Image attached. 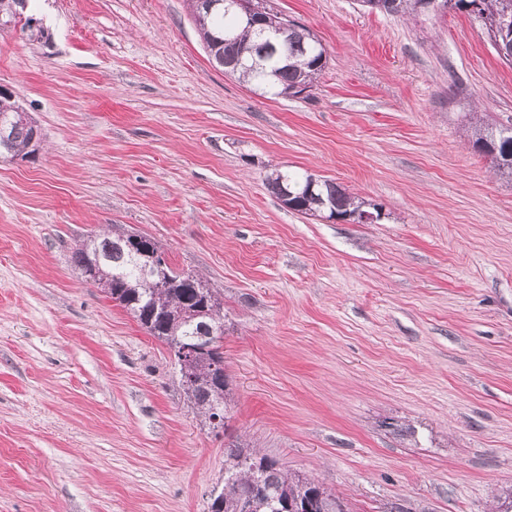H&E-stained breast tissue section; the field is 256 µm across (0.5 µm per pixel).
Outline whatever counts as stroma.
I'll use <instances>...</instances> for the list:
<instances>
[{
    "label": "stroma",
    "instance_id": "1",
    "mask_svg": "<svg viewBox=\"0 0 512 512\" xmlns=\"http://www.w3.org/2000/svg\"><path fill=\"white\" fill-rule=\"evenodd\" d=\"M326 49L309 96L213 66L186 0H33L0 87L41 128L0 160V512H209L232 445L345 512H494L512 491V64L455 11L263 0ZM306 170L373 223L286 208ZM224 305V427L169 348L70 257L113 225ZM475 144L491 157V163L498 172L512 174V128H502L496 136L493 133L481 136Z\"/></svg>",
    "mask_w": 512,
    "mask_h": 512
}]
</instances>
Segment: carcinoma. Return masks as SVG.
Listing matches in <instances>:
<instances>
[{"label": "carcinoma", "instance_id": "obj_1", "mask_svg": "<svg viewBox=\"0 0 512 512\" xmlns=\"http://www.w3.org/2000/svg\"><path fill=\"white\" fill-rule=\"evenodd\" d=\"M16 0H0V17L21 30L33 28L36 19L12 10ZM193 2V14L202 39L217 66L258 89L269 88L277 95L298 96L314 86L325 67L326 50L306 27L294 24L269 49L258 35L262 24L273 19L267 13L254 26L235 13L210 12ZM421 0H395L387 14L420 13ZM19 102L0 93V159L31 156L33 140L40 131ZM491 157L495 169L512 174V128H502L475 141ZM270 192L287 208L306 215L324 214L332 218L360 210L354 197L331 180L320 179L306 171L277 169L266 177ZM128 230L112 225L105 234L90 235L73 251L71 261L81 275L104 288L109 297L130 313L154 338L172 345L179 342L194 350L180 361L181 385L194 404L213 421L225 419L227 406L224 353L219 340L224 338V312L219 299L193 271L178 270L167 259L163 264L167 283L155 286L146 279L133 250ZM224 490L211 499L210 512H241V504L251 502V512H282L288 500L311 495V512H343L340 501L332 498L317 483L293 479L278 461L248 448L228 449Z\"/></svg>", "mask_w": 512, "mask_h": 512}]
</instances>
